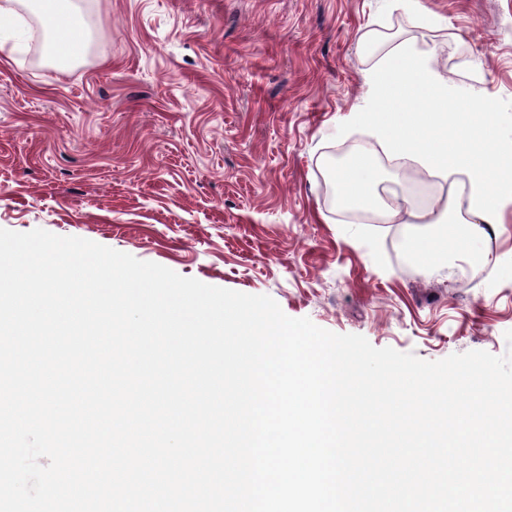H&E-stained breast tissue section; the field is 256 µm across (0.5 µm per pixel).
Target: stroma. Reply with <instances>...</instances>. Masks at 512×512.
Wrapping results in <instances>:
<instances>
[{
	"instance_id": "1",
	"label": "stroma",
	"mask_w": 512,
	"mask_h": 512,
	"mask_svg": "<svg viewBox=\"0 0 512 512\" xmlns=\"http://www.w3.org/2000/svg\"><path fill=\"white\" fill-rule=\"evenodd\" d=\"M75 3L76 65L45 60L33 17L0 32L16 46L0 57V228L84 238L428 361L512 348V206L488 262L451 272L412 262L406 225L330 196L362 146L380 196L410 193L412 160L346 121L400 41L435 49L512 138V0Z\"/></svg>"
}]
</instances>
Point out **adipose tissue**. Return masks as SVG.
Listing matches in <instances>:
<instances>
[{
  "mask_svg": "<svg viewBox=\"0 0 512 512\" xmlns=\"http://www.w3.org/2000/svg\"><path fill=\"white\" fill-rule=\"evenodd\" d=\"M25 3L31 4L47 36L50 62L60 67L80 62L85 42L73 0H0V26L10 24ZM477 97L476 91L455 88L439 72L435 51L400 44L380 58L370 74L364 108L351 117L390 154L414 158L429 173H461L468 179L466 211L449 202L416 211L405 199H376V173L364 152H357L337 171L336 188L343 204L372 208L389 219L414 211L423 225L410 241L411 258L418 264L447 266L444 244L481 242L512 203V144H504L489 113L469 110ZM420 102L427 103L426 111H417ZM452 104L457 107L453 113L448 110Z\"/></svg>",
  "mask_w": 512,
  "mask_h": 512,
  "instance_id": "obj_1",
  "label": "adipose tissue"
}]
</instances>
